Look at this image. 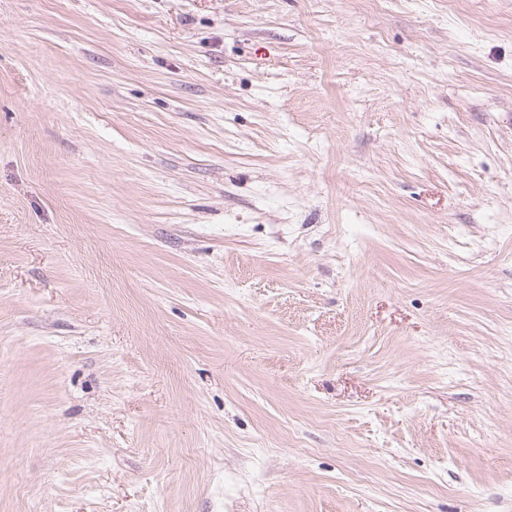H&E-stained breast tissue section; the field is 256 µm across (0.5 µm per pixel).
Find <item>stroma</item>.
Here are the masks:
<instances>
[{"instance_id":"1","label":"stroma","mask_w":512,"mask_h":512,"mask_svg":"<svg viewBox=\"0 0 512 512\" xmlns=\"http://www.w3.org/2000/svg\"><path fill=\"white\" fill-rule=\"evenodd\" d=\"M0 512H512V0H0Z\"/></svg>"}]
</instances>
